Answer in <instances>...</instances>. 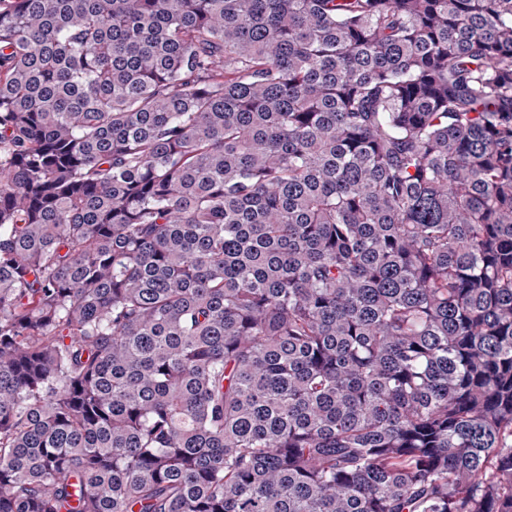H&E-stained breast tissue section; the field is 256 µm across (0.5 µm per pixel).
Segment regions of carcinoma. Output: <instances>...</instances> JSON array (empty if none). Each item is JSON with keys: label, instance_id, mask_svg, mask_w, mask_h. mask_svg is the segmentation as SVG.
<instances>
[{"label": "carcinoma", "instance_id": "cac0c4a2", "mask_svg": "<svg viewBox=\"0 0 512 512\" xmlns=\"http://www.w3.org/2000/svg\"><path fill=\"white\" fill-rule=\"evenodd\" d=\"M0 512H512V0H0Z\"/></svg>", "mask_w": 512, "mask_h": 512}]
</instances>
